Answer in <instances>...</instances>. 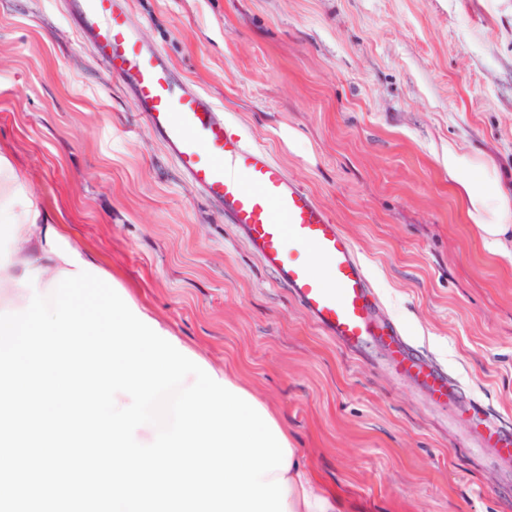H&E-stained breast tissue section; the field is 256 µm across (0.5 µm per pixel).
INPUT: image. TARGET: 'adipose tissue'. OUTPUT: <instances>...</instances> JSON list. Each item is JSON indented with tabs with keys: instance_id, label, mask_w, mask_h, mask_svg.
Instances as JSON below:
<instances>
[{
	"instance_id": "ef3b65f1",
	"label": "adipose tissue",
	"mask_w": 512,
	"mask_h": 512,
	"mask_svg": "<svg viewBox=\"0 0 512 512\" xmlns=\"http://www.w3.org/2000/svg\"><path fill=\"white\" fill-rule=\"evenodd\" d=\"M9 202L0 211V293L7 296L6 310H22L32 291L47 293L67 264L47 242L48 229L63 226L45 208L23 192V179L5 156H0V201ZM38 273L36 289L20 286L25 271ZM284 479L289 491L287 512H345L343 499L323 490L303 468L299 456H291L287 470L265 474V481Z\"/></svg>"
}]
</instances>
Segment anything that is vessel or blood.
<instances>
[{
  "instance_id": "obj_1",
  "label": "vessel or blood",
  "mask_w": 512,
  "mask_h": 512,
  "mask_svg": "<svg viewBox=\"0 0 512 512\" xmlns=\"http://www.w3.org/2000/svg\"><path fill=\"white\" fill-rule=\"evenodd\" d=\"M68 3L99 63L130 93L181 173L218 206L313 324L349 352L379 348L437 403H459L447 371L383 316L355 245L314 194L227 123L210 94L175 76L130 20L124 0ZM483 440L512 460L511 427H492Z\"/></svg>"
}]
</instances>
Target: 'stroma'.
I'll use <instances>...</instances> for the list:
<instances>
[{
    "label": "stroma",
    "instance_id": "stroma-1",
    "mask_svg": "<svg viewBox=\"0 0 512 512\" xmlns=\"http://www.w3.org/2000/svg\"><path fill=\"white\" fill-rule=\"evenodd\" d=\"M131 20L355 244L385 315L472 404L449 418L324 336L178 170L60 0H0V154L112 280L236 374L348 512H512V0H126ZM469 165L490 252L448 155ZM483 441L494 448L502 459L512 460V428L493 426L486 435L481 436Z\"/></svg>",
    "mask_w": 512,
    "mask_h": 512
}]
</instances>
